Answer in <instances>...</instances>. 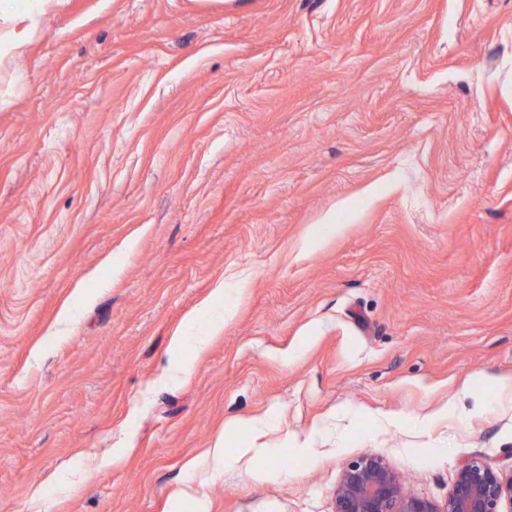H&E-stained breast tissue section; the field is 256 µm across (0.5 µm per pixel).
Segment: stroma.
Segmentation results:
<instances>
[{
  "label": "stroma",
  "instance_id": "obj_1",
  "mask_svg": "<svg viewBox=\"0 0 512 512\" xmlns=\"http://www.w3.org/2000/svg\"><path fill=\"white\" fill-rule=\"evenodd\" d=\"M16 33L0 512L512 473V0H0Z\"/></svg>",
  "mask_w": 512,
  "mask_h": 512
}]
</instances>
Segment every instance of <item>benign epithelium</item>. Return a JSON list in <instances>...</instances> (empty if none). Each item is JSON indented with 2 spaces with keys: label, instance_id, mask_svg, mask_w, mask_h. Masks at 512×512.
<instances>
[{
  "label": "benign epithelium",
  "instance_id": "7a95c632",
  "mask_svg": "<svg viewBox=\"0 0 512 512\" xmlns=\"http://www.w3.org/2000/svg\"><path fill=\"white\" fill-rule=\"evenodd\" d=\"M512 512V475L488 460L470 458L457 470L441 507L408 494L403 477L378 454H364L344 469L336 488L335 512Z\"/></svg>",
  "mask_w": 512,
  "mask_h": 512
}]
</instances>
